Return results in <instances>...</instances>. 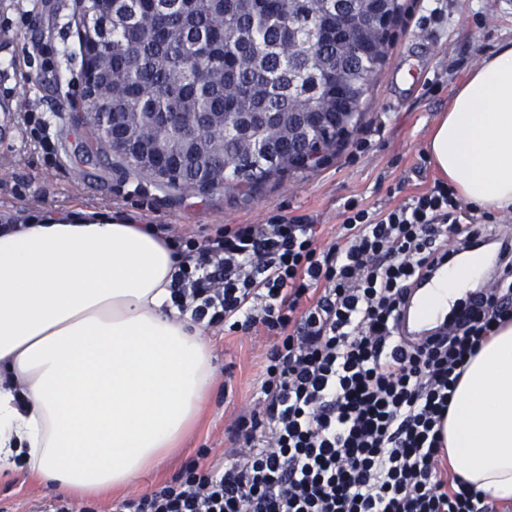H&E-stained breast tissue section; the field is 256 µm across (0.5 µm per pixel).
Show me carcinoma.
<instances>
[{
    "label": "carcinoma",
    "instance_id": "carcinoma-1",
    "mask_svg": "<svg viewBox=\"0 0 512 512\" xmlns=\"http://www.w3.org/2000/svg\"><path fill=\"white\" fill-rule=\"evenodd\" d=\"M79 37L112 78L109 112H190L156 131L163 165L120 161L166 189L205 192L229 178L254 187L293 169L303 112L336 111V74L363 99L389 42L348 31L367 0H79ZM252 112L275 121L254 128ZM276 145L272 155L258 142Z\"/></svg>",
    "mask_w": 512,
    "mask_h": 512
}]
</instances>
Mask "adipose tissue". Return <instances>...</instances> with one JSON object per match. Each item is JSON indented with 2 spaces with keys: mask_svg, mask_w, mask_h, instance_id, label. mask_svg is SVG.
Returning a JSON list of instances; mask_svg holds the SVG:
<instances>
[{
  "mask_svg": "<svg viewBox=\"0 0 512 512\" xmlns=\"http://www.w3.org/2000/svg\"><path fill=\"white\" fill-rule=\"evenodd\" d=\"M427 149L464 200L512 209V42L469 72ZM175 264L142 225L113 219L0 231V468L107 492L185 436L213 366L202 331L171 305ZM479 265L448 270L428 306L446 308ZM443 436L464 480L512 503V321L470 359Z\"/></svg>",
  "mask_w": 512,
  "mask_h": 512,
  "instance_id": "ef3b65f1",
  "label": "adipose tissue"
}]
</instances>
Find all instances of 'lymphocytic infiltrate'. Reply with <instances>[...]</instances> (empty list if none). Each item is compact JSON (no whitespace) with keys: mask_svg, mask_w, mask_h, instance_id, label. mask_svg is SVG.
I'll list each match as a JSON object with an SVG mask.
<instances>
[{"mask_svg":"<svg viewBox=\"0 0 512 512\" xmlns=\"http://www.w3.org/2000/svg\"><path fill=\"white\" fill-rule=\"evenodd\" d=\"M342 217L324 247L305 216L204 237L153 225L179 258L180 315L273 344L256 407L227 429L229 454L187 462L123 512H497L439 452L469 358L512 320V231L475 228L441 180L380 212L346 201ZM484 244L504 275L445 332L404 340L397 318L411 289Z\"/></svg>","mask_w":512,"mask_h":512,"instance_id":"lymphocytic-infiltrate-1","label":"lymphocytic infiltrate"}]
</instances>
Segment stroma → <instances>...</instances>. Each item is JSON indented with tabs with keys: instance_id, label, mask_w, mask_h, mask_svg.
I'll use <instances>...</instances> for the list:
<instances>
[{
	"instance_id": "35a3bbf8",
	"label": "stroma",
	"mask_w": 512,
	"mask_h": 512,
	"mask_svg": "<svg viewBox=\"0 0 512 512\" xmlns=\"http://www.w3.org/2000/svg\"><path fill=\"white\" fill-rule=\"evenodd\" d=\"M402 9L384 65L364 99L362 119L321 164L244 191L224 187L205 194L161 190L119 165L117 156L86 157L87 127L76 118L84 86L74 0H43L22 14L0 0V224L49 218L108 217L132 224H170L206 234L222 226L263 224L277 214L307 216L321 239L335 238L347 199L384 210L426 191L439 174L424 144L431 127L473 67L512 40V0H443L442 17L423 22L434 0H399ZM66 99L68 111L56 109ZM45 117L43 138L31 118ZM213 343V386L203 410L177 450L123 490L94 499L114 512L199 455H222L226 429L250 413L260 396L258 378L272 338L207 331ZM55 492L25 470L0 472V512H34Z\"/></svg>"
}]
</instances>
